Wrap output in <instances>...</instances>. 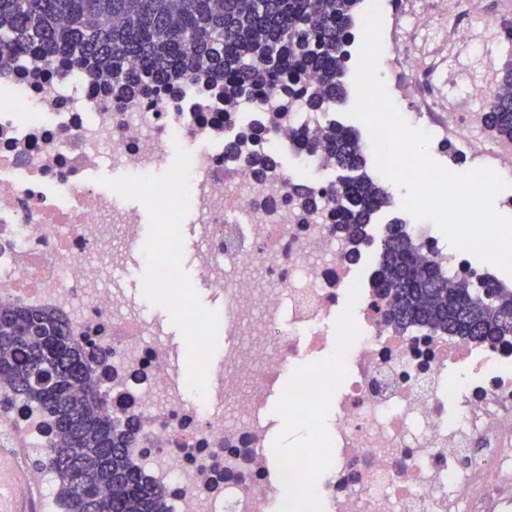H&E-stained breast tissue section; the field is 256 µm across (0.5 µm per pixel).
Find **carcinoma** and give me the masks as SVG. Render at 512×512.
I'll return each instance as SVG.
<instances>
[{
    "label": "carcinoma",
    "mask_w": 512,
    "mask_h": 512,
    "mask_svg": "<svg viewBox=\"0 0 512 512\" xmlns=\"http://www.w3.org/2000/svg\"><path fill=\"white\" fill-rule=\"evenodd\" d=\"M363 0H0V52L25 49L49 64L112 71V82L147 90L172 75L210 74L224 81V103L276 93L281 111L322 112L347 99L348 46ZM136 60L139 68L125 67ZM484 127L512 142V69H505L482 108ZM349 172L338 186L288 182V200L322 215L356 245L379 252L376 280L383 316L405 331L443 332L496 343L512 336V289L459 268L443 273L418 260L419 246L395 219L377 241L366 226L393 196L368 173L361 142L343 127L307 138ZM94 356L69 336L66 320L44 309L0 303V380L12 398L50 418L41 464L57 478L66 512H167L166 488L143 481L129 460L133 419L99 411L105 394L86 386ZM83 448L88 482L72 485V460Z\"/></svg>",
    "instance_id": "carcinoma-1"
}]
</instances>
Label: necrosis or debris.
I'll return each instance as SVG.
<instances>
[{
    "label": "necrosis or debris",
    "mask_w": 512,
    "mask_h": 512,
    "mask_svg": "<svg viewBox=\"0 0 512 512\" xmlns=\"http://www.w3.org/2000/svg\"><path fill=\"white\" fill-rule=\"evenodd\" d=\"M385 91L431 135L428 152L512 181V142L493 138L474 79L453 105L435 78L449 55L486 64L485 35L512 42V0H380ZM0 83V302L67 319L93 351L108 414L134 418L131 458L168 489V512H512V336L495 344L403 333L375 297L377 255L304 223L288 181L336 180L330 157L265 126L277 97L224 108L213 78L172 95L112 89L109 71L61 74L5 52ZM276 167L255 181L254 152ZM123 180L101 186L104 170ZM171 231L139 250L145 213ZM194 227L197 279L223 300V339L196 311L177 257L176 225ZM421 257L447 268L459 252L429 224L407 225ZM153 266L142 302L125 277ZM184 324L196 377L172 367L161 310ZM222 349L220 364L210 362ZM0 447H46L49 424L4 400ZM280 399L288 421L324 424L312 449L271 462Z\"/></svg>",
    "instance_id": "1"
}]
</instances>
